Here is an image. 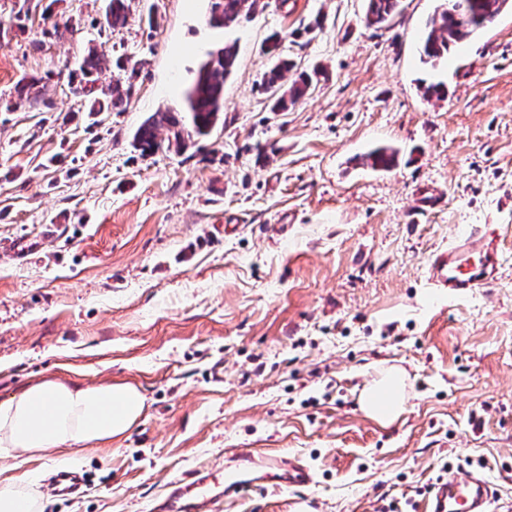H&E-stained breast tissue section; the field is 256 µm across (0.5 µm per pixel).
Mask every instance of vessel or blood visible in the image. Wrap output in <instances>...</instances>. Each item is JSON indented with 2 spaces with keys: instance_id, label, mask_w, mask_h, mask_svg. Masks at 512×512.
Here are the masks:
<instances>
[{
  "instance_id": "vessel-or-blood-1",
  "label": "vessel or blood",
  "mask_w": 512,
  "mask_h": 512,
  "mask_svg": "<svg viewBox=\"0 0 512 512\" xmlns=\"http://www.w3.org/2000/svg\"><path fill=\"white\" fill-rule=\"evenodd\" d=\"M499 266L496 235L484 225L438 248L426 266L425 277L437 291L463 297L496 282ZM314 481L312 466L298 456L235 448L223 470L196 466L170 480L153 512H220L224 501L252 489L305 488ZM85 485L84 477L70 469L57 470L49 479L51 494L62 500L82 493ZM497 497L496 486L485 473L448 471L433 484L424 512H491Z\"/></svg>"
}]
</instances>
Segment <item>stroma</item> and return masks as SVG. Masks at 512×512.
I'll list each match as a JSON object with an SVG mask.
<instances>
[{
	"label": "stroma",
	"instance_id": "stroma-1",
	"mask_svg": "<svg viewBox=\"0 0 512 512\" xmlns=\"http://www.w3.org/2000/svg\"><path fill=\"white\" fill-rule=\"evenodd\" d=\"M263 2L223 31L207 0H131L101 36L102 0H56L76 27L59 39L37 16L12 27L18 0H0V400L48 379L145 397L126 434L74 462L84 495L46 512H150L167 481L228 448L303 456L317 478L221 512H418L417 488L467 459L512 503V10L433 69L419 47L438 0H402L379 29L365 0ZM275 31L297 71L319 73L285 112L262 89ZM227 38L223 122L181 153L133 150ZM90 46L100 84L116 57L137 69L124 111L88 115L72 93ZM31 76L45 85L34 109L15 93ZM436 82L446 98L425 100ZM379 147L395 166L371 167ZM478 224L498 234V281L435 293L432 252ZM391 367L407 400L386 426L359 398ZM61 466L14 449L0 480Z\"/></svg>",
	"mask_w": 512,
	"mask_h": 512
}]
</instances>
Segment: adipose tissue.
I'll use <instances>...</instances> for the list:
<instances>
[{
  "label": "adipose tissue",
  "instance_id": "adipose-tissue-1",
  "mask_svg": "<svg viewBox=\"0 0 512 512\" xmlns=\"http://www.w3.org/2000/svg\"><path fill=\"white\" fill-rule=\"evenodd\" d=\"M360 401L367 416L384 425L395 422L404 410L403 371H385L364 388ZM144 407L143 394L130 384L70 387L46 380L0 400V447L48 458L67 446L124 434ZM44 508L33 481L0 480V512H43Z\"/></svg>",
  "mask_w": 512,
  "mask_h": 512
}]
</instances>
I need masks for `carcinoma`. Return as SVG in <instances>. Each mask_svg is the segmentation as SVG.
I'll use <instances>...</instances> for the list:
<instances>
[{
  "label": "carcinoma",
  "mask_w": 512,
  "mask_h": 512,
  "mask_svg": "<svg viewBox=\"0 0 512 512\" xmlns=\"http://www.w3.org/2000/svg\"><path fill=\"white\" fill-rule=\"evenodd\" d=\"M470 9L456 16L452 14L456 0H441L427 23L420 47V59L433 67L448 58L460 43L470 38L486 23L503 11L501 0H468ZM401 0H366L365 22L370 27L387 25L399 13ZM127 0H108L104 21L99 32L124 26L128 19ZM258 11L255 3L246 0H208V23L214 28L229 30L248 22ZM267 51L276 52L274 65L266 74L262 88L272 103V110L285 112L303 97L311 87L312 78L301 73L291 86H286L285 73L295 67L293 61L277 51L280 37L274 33L267 38ZM237 42L225 41L210 51L201 62L195 77L183 94L179 109L158 110L149 115L133 135L132 147L143 155L152 154L165 146L180 153L195 142L210 135L222 120L224 111V80L237 63ZM100 60L93 50L83 57L79 70L70 73L73 92L88 100V111L121 112L132 95L138 72L128 68L120 58L115 67L118 77L103 89L96 86L95 74ZM40 80L24 78L17 86V98L32 106L38 102L41 91L36 89ZM166 130V138H158V131ZM372 166L388 169L395 162V152L380 148L369 154Z\"/></svg>",
  "instance_id": "1"
}]
</instances>
